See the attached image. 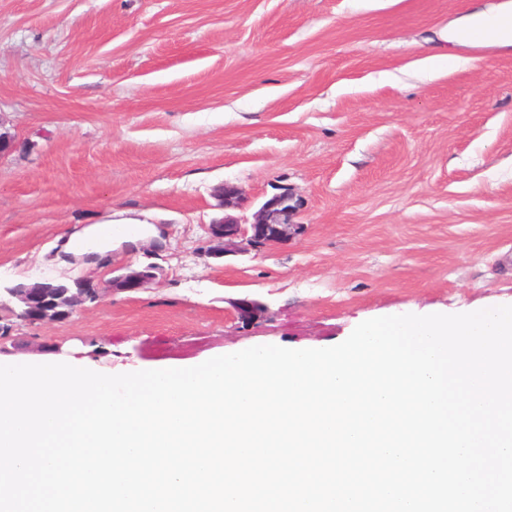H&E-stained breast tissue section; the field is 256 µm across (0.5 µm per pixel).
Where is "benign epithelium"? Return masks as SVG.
<instances>
[{
  "mask_svg": "<svg viewBox=\"0 0 512 512\" xmlns=\"http://www.w3.org/2000/svg\"><path fill=\"white\" fill-rule=\"evenodd\" d=\"M242 189L230 183L224 184L219 192V207L235 208L241 204ZM301 204L294 194L286 187L266 198L253 213L252 221L242 222L229 214L224 218L204 225L206 234L199 252L206 258L220 259L229 255H247L282 246L295 236L301 234L304 225L296 221ZM162 269L154 264L135 267L131 264L118 269V274L101 281L94 288H85L83 284L90 282L88 278L77 280V288H56L48 281H35L30 284L7 289L8 295L15 299L18 309L13 315L20 322L50 323V316L33 318L26 308L29 292L37 289L52 297L53 303L64 308L68 313L76 312L86 303L96 301L100 290L113 292H133L153 283ZM239 323L249 326L264 317L265 307L255 301L242 300L235 305Z\"/></svg>",
  "mask_w": 512,
  "mask_h": 512,
  "instance_id": "benign-epithelium-1",
  "label": "benign epithelium"
}]
</instances>
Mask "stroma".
<instances>
[{"instance_id":"obj_1","label":"stroma","mask_w":512,"mask_h":512,"mask_svg":"<svg viewBox=\"0 0 512 512\" xmlns=\"http://www.w3.org/2000/svg\"><path fill=\"white\" fill-rule=\"evenodd\" d=\"M507 0H0V289L163 277L15 324L0 362L129 373L258 345L327 348L383 316L512 300V51L446 31ZM241 187L240 220L288 187L304 231L259 254L197 255ZM154 225L155 247L74 257L91 224ZM263 303L241 327L235 305Z\"/></svg>"}]
</instances>
